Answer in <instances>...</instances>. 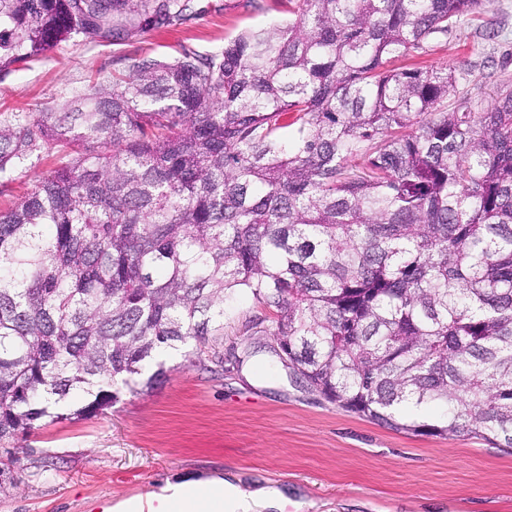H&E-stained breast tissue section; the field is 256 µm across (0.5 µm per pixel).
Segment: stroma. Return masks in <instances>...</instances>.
Wrapping results in <instances>:
<instances>
[{
	"label": "stroma",
	"mask_w": 512,
	"mask_h": 512,
	"mask_svg": "<svg viewBox=\"0 0 512 512\" xmlns=\"http://www.w3.org/2000/svg\"><path fill=\"white\" fill-rule=\"evenodd\" d=\"M292 0H193L184 20L113 44L70 40L0 71V120L56 112L149 51L220 52L242 31L288 21ZM453 67L457 92L490 102L512 86V0H483L460 29L421 55ZM60 161L34 153L0 177V210L20 202ZM249 297L227 305L223 366L167 358L166 380L122 391L90 417L42 421L0 445V512H94L104 498L159 492L188 473H235L288 488L283 512H512V448L475 434L409 435L327 402L296 379L256 324Z\"/></svg>",
	"instance_id": "35a3bbf8"
}]
</instances>
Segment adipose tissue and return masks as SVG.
Segmentation results:
<instances>
[{"instance_id":"1","label":"adipose tissue","mask_w":512,"mask_h":512,"mask_svg":"<svg viewBox=\"0 0 512 512\" xmlns=\"http://www.w3.org/2000/svg\"><path fill=\"white\" fill-rule=\"evenodd\" d=\"M164 490L179 502L181 512H196L197 498L204 491L214 499V512H281L288 499L287 488L270 482L247 485L235 474L183 476L166 483Z\"/></svg>"}]
</instances>
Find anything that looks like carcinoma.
<instances>
[{
    "instance_id": "obj_1",
    "label": "carcinoma",
    "mask_w": 512,
    "mask_h": 512,
    "mask_svg": "<svg viewBox=\"0 0 512 512\" xmlns=\"http://www.w3.org/2000/svg\"><path fill=\"white\" fill-rule=\"evenodd\" d=\"M481 0H297L214 55L143 54L60 112L0 120V175L85 146L0 211V442L88 417L247 294L280 361L412 435L512 448V88L392 68ZM192 0H0V71L124 40Z\"/></svg>"
}]
</instances>
